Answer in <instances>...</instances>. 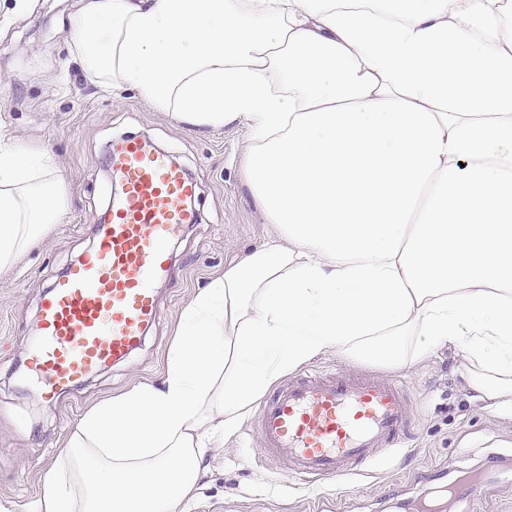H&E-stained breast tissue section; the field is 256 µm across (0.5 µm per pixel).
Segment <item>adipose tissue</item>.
<instances>
[{
	"mask_svg": "<svg viewBox=\"0 0 512 512\" xmlns=\"http://www.w3.org/2000/svg\"><path fill=\"white\" fill-rule=\"evenodd\" d=\"M72 51L176 121H244L275 237L195 295L160 384L80 417L37 512H181L212 437L326 351L403 368L445 348L512 411L504 0H80ZM63 200L53 155L0 146V272Z\"/></svg>",
	"mask_w": 512,
	"mask_h": 512,
	"instance_id": "ef3b65f1",
	"label": "adipose tissue"
}]
</instances>
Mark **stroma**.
I'll list each match as a JSON object with an SVG mask.
<instances>
[{"mask_svg": "<svg viewBox=\"0 0 512 512\" xmlns=\"http://www.w3.org/2000/svg\"><path fill=\"white\" fill-rule=\"evenodd\" d=\"M76 9L77 0H0V139L54 155L66 195L57 224L0 273V512H27L42 475L87 410L161 380L193 296L231 259L273 234L248 183L245 125L188 127L153 111L134 89L98 88L71 55ZM128 135L166 151L197 181L199 222L172 243L177 274L157 287L162 316L143 344L48 406L32 391L23 365L39 303L93 247L94 226L114 188L108 151ZM306 368L399 382L416 410L407 446L378 452L354 475L301 485L287 466L266 458L248 415L211 448L185 512H411L425 497L449 502L450 512H512V411L489 410L473 398L460 376L461 357L442 350L415 367L390 369L326 352ZM478 471L491 475L479 496L447 500L448 484Z\"/></svg>", "mask_w": 512, "mask_h": 512, "instance_id": "stroma-1", "label": "stroma"}]
</instances>
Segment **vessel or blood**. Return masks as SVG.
<instances>
[{
  "mask_svg": "<svg viewBox=\"0 0 512 512\" xmlns=\"http://www.w3.org/2000/svg\"><path fill=\"white\" fill-rule=\"evenodd\" d=\"M120 197L97 226V244L43 295L40 335L26 364L42 400L136 350L161 316L155 284L172 272L170 242L197 223V183L173 159L137 136L113 141ZM414 421L393 381L345 372L284 381L256 419L265 452L308 479L352 474L378 449L403 447Z\"/></svg>",
  "mask_w": 512,
  "mask_h": 512,
  "instance_id": "obj_1",
  "label": "vessel or blood"
}]
</instances>
